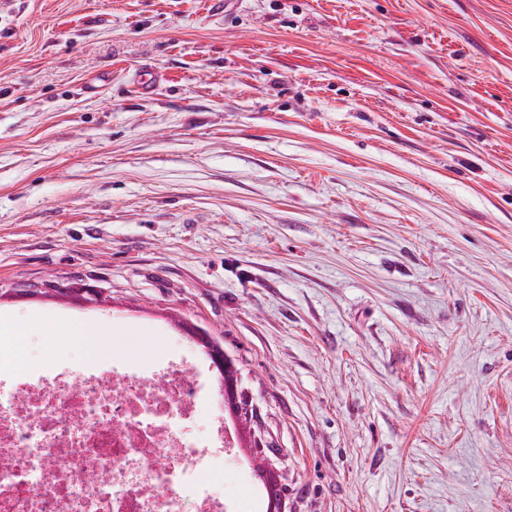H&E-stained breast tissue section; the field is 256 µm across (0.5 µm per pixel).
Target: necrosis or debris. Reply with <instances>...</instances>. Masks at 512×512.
Masks as SVG:
<instances>
[{
  "label": "necrosis or debris",
  "mask_w": 512,
  "mask_h": 512,
  "mask_svg": "<svg viewBox=\"0 0 512 512\" xmlns=\"http://www.w3.org/2000/svg\"><path fill=\"white\" fill-rule=\"evenodd\" d=\"M213 383L201 355L146 373L92 350L74 370L0 338V512H227L207 469L237 434L220 417L209 441L192 430Z\"/></svg>",
  "instance_id": "obj_1"
}]
</instances>
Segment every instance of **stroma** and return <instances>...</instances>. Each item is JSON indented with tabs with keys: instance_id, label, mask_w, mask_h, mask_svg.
<instances>
[{
	"instance_id": "1",
	"label": "stroma",
	"mask_w": 512,
	"mask_h": 512,
	"mask_svg": "<svg viewBox=\"0 0 512 512\" xmlns=\"http://www.w3.org/2000/svg\"><path fill=\"white\" fill-rule=\"evenodd\" d=\"M75 326L219 340L285 512H512V0H0V338Z\"/></svg>"
}]
</instances>
